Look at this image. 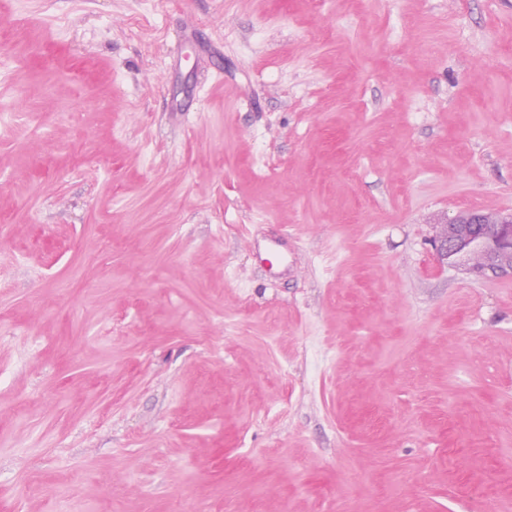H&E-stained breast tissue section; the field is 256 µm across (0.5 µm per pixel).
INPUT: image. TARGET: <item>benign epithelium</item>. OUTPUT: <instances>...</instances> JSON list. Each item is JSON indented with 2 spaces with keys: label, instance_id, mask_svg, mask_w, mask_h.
Returning a JSON list of instances; mask_svg holds the SVG:
<instances>
[{
  "label": "benign epithelium",
  "instance_id": "benign-epithelium-1",
  "mask_svg": "<svg viewBox=\"0 0 512 512\" xmlns=\"http://www.w3.org/2000/svg\"><path fill=\"white\" fill-rule=\"evenodd\" d=\"M479 248L487 256L486 265L477 270L482 278L512 277V213L494 219L480 211H464L444 225L438 237V250L448 259Z\"/></svg>",
  "mask_w": 512,
  "mask_h": 512
}]
</instances>
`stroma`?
Returning <instances> with one entry per match:
<instances>
[{
  "instance_id": "obj_1",
  "label": "stroma",
  "mask_w": 512,
  "mask_h": 512,
  "mask_svg": "<svg viewBox=\"0 0 512 512\" xmlns=\"http://www.w3.org/2000/svg\"><path fill=\"white\" fill-rule=\"evenodd\" d=\"M0 10V512H512V0ZM484 224H495L486 233ZM438 250L448 260L480 248L487 256L486 265L472 270L479 277H512V213L494 219L480 211H464L444 225L438 237Z\"/></svg>"
}]
</instances>
